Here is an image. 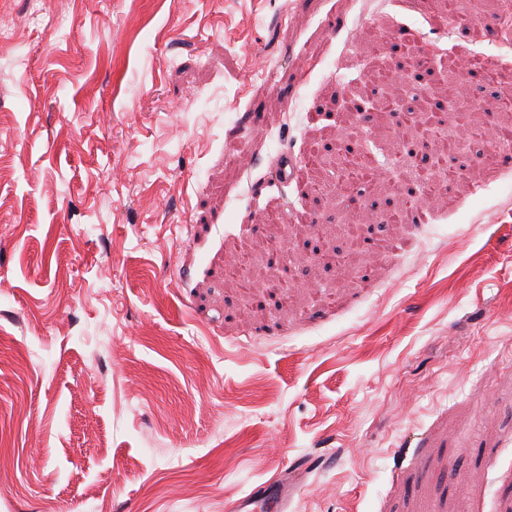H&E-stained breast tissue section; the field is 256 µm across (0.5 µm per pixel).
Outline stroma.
I'll return each instance as SVG.
<instances>
[{
    "label": "stroma",
    "instance_id": "obj_1",
    "mask_svg": "<svg viewBox=\"0 0 512 512\" xmlns=\"http://www.w3.org/2000/svg\"><path fill=\"white\" fill-rule=\"evenodd\" d=\"M396 5L405 60L482 52ZM361 0H0V512H234L281 473L288 512H512V169L358 265L364 207L310 193L311 143L399 155L356 112Z\"/></svg>",
    "mask_w": 512,
    "mask_h": 512
}]
</instances>
